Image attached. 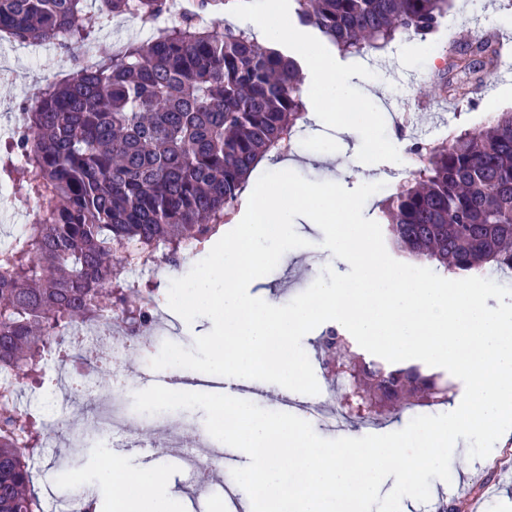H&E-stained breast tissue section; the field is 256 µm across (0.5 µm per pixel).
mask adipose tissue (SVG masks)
I'll list each match as a JSON object with an SVG mask.
<instances>
[{"label": "adipose tissue", "instance_id": "ef3b65f1", "mask_svg": "<svg viewBox=\"0 0 512 512\" xmlns=\"http://www.w3.org/2000/svg\"><path fill=\"white\" fill-rule=\"evenodd\" d=\"M286 0H262V7L237 18L239 28L252 32L257 41L277 42L291 47L310 67L314 87L330 104L351 97L354 74L336 70L334 57L309 43L303 34L288 27ZM100 478L107 484L122 485V494L113 496L112 512H174V499L162 469L154 466H100Z\"/></svg>", "mask_w": 512, "mask_h": 512}]
</instances>
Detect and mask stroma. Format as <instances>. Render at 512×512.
<instances>
[{
  "instance_id": "1",
  "label": "stroma",
  "mask_w": 512,
  "mask_h": 512,
  "mask_svg": "<svg viewBox=\"0 0 512 512\" xmlns=\"http://www.w3.org/2000/svg\"><path fill=\"white\" fill-rule=\"evenodd\" d=\"M452 30L468 32L474 41L499 35L512 38V0H463L462 5L449 7L432 40L422 41L404 34L380 51L337 56L338 69L362 71L363 78L357 81L353 98L366 105L373 120L369 127H355L342 133L330 123L305 119L293 137L292 148L284 155L289 170L311 181H333L350 190L363 183H382V190L373 194L363 209L364 217L377 221L381 218L382 201L407 182L413 169L407 153L412 142L438 144L451 130L480 128L498 113L507 111V103L512 100V69H494L487 86L464 99L450 100L435 94L438 79H445L452 86L457 83L451 72L439 70L440 60L457 52L455 41L448 37ZM71 69L70 59L55 45L17 40L0 44V136L9 135L16 125L18 103L27 92L50 80H65ZM399 111L413 113L414 119L408 126L398 124L395 114ZM323 142L332 143L340 153L360 150L367 168L348 167L339 160L322 161L318 148ZM32 213L33 203L27 200L23 188L10 183L0 186V247L10 243L28 224ZM294 228L306 239V247L285 253L270 274L250 284V295L288 303L309 288L328 265L321 229L305 217L295 218ZM441 379L448 384L447 403L417 406L397 415L384 414L367 427L355 429L345 422L334 430L317 428L316 433L325 439L341 438L352 431L363 437L404 428L418 415L447 412L449 405L461 401L464 385L447 372L442 373ZM188 424L204 430V411L180 409L159 413L156 447L148 455L134 449L129 455L134 463L157 465L164 470L176 495V512H222L219 496H195L163 445L169 436H183ZM100 453V447L95 444L71 453L61 443L47 449L37 463L50 478L51 493L67 492L69 485L62 474L76 470L84 474L86 485L94 490L96 499L102 500L111 498L114 489L97 478ZM450 471V481L432 480L428 502L403 498L401 512H442L448 502L466 507L475 499L483 501L485 512H512V490L490 499L485 496L486 486L499 478L498 471L491 469L489 459L472 461L466 454L456 452L452 455Z\"/></svg>"
}]
</instances>
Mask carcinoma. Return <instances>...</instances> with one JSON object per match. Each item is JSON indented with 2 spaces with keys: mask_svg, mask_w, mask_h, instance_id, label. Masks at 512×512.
I'll use <instances>...</instances> for the list:
<instances>
[{
  "mask_svg": "<svg viewBox=\"0 0 512 512\" xmlns=\"http://www.w3.org/2000/svg\"><path fill=\"white\" fill-rule=\"evenodd\" d=\"M0 0V33L72 52L112 18L131 15L150 29L119 54L77 64L70 78L25 95L21 119L0 144V181L27 188L33 217L0 249V512H39L30 453L44 449L33 416L18 424L13 393L37 384L49 352L71 334L118 313L132 326L149 320L133 288L127 245L164 246L179 259L186 242L210 240L231 213L259 159L290 146L304 118L300 65L222 25L224 0H193L171 25L168 0ZM300 21L340 52L383 49L403 33L426 39L449 0H295ZM468 80L499 51L478 42L460 51ZM412 179L389 196L382 219L393 248L419 263L465 274L512 271V112L440 145L416 141ZM327 378L342 390L347 420L363 424L381 406L441 402L439 376L414 366L366 360L330 326L318 340Z\"/></svg>",
  "mask_w": 512,
  "mask_h": 512,
  "instance_id": "cac0c4a2",
  "label": "carcinoma"
}]
</instances>
